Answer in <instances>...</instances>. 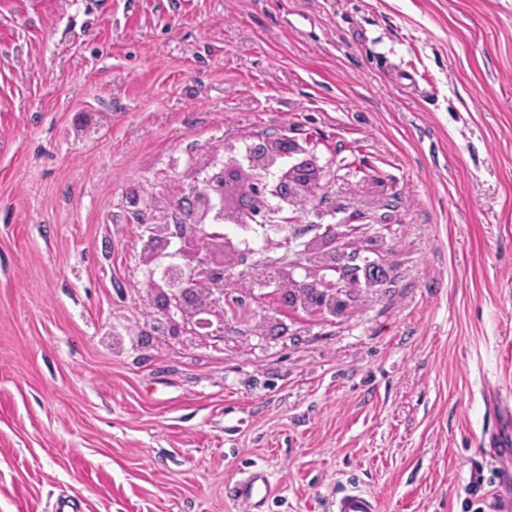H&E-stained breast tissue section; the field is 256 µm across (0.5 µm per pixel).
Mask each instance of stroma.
Segmentation results:
<instances>
[{
	"instance_id": "35a3bbf8",
	"label": "stroma",
	"mask_w": 512,
	"mask_h": 512,
	"mask_svg": "<svg viewBox=\"0 0 512 512\" xmlns=\"http://www.w3.org/2000/svg\"><path fill=\"white\" fill-rule=\"evenodd\" d=\"M305 141L293 210L362 216L386 278L345 311L250 303L192 345L150 316L134 196L176 211L238 147ZM512 0H0V512H489L512 496ZM231 493L246 504L249 511L265 512L262 511L263 507L275 498L277 489L263 468L252 466L233 484ZM376 498L355 483L336 492L332 512H377Z\"/></svg>"
}]
</instances>
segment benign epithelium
<instances>
[{
    "label": "benign epithelium",
    "instance_id": "1",
    "mask_svg": "<svg viewBox=\"0 0 512 512\" xmlns=\"http://www.w3.org/2000/svg\"><path fill=\"white\" fill-rule=\"evenodd\" d=\"M286 155L295 162L284 168L281 160ZM248 161L251 184L236 204L222 205L220 212H215L208 191L197 183L181 201L179 210L183 220L171 221L166 214L148 224L139 220L145 227L143 253L148 264L162 257L176 240L198 242L195 248L182 251L180 260L153 283L157 313L171 322L172 329L196 342L214 346L224 342L228 313L243 309L246 299L257 298L252 289L237 296L235 289L227 287L228 281H237L253 272L255 264L248 262L250 253L245 250L237 253V259L245 265L242 271L224 263V225L241 224L245 217L252 224H260L266 217L269 199H280L294 207L317 188V183L308 176L309 168L316 161L310 157L306 143L295 138L284 136L254 144ZM213 176L224 183V198L235 195L239 181L236 164H225ZM355 230L356 226L350 223L329 224L323 234L304 242L296 262L276 267L273 274L264 272L262 278L274 283L278 301L287 308L319 313L343 311L351 305L360 289V272L373 269L369 254L378 247V240L373 236L363 237L351 252L336 246V242ZM296 266L305 270L301 279L291 272ZM336 269L342 271L337 283L326 282L319 276L321 271ZM260 279H254L252 285H258Z\"/></svg>",
    "mask_w": 512,
    "mask_h": 512
}]
</instances>
